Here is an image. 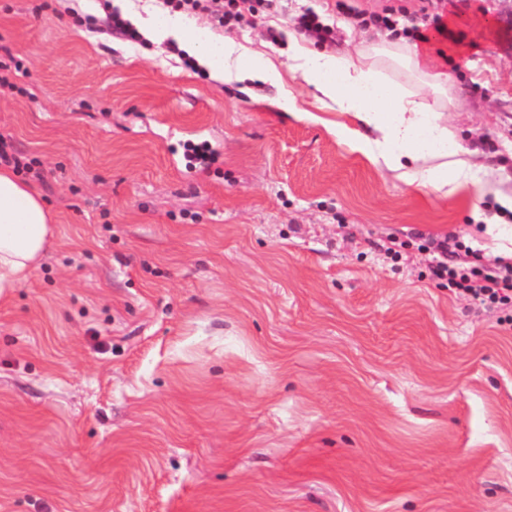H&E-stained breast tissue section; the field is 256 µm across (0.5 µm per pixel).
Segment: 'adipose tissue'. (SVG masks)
I'll return each instance as SVG.
<instances>
[{
	"mask_svg": "<svg viewBox=\"0 0 512 512\" xmlns=\"http://www.w3.org/2000/svg\"><path fill=\"white\" fill-rule=\"evenodd\" d=\"M147 39L173 38L217 80L260 79L277 85L281 74L264 54L232 41L218 44L200 28L170 22L142 26ZM417 73L419 84L406 87L385 78L368 56L318 52L294 46L288 70L300 74L317 101L336 107L345 122L336 134L375 164L409 177L426 192H469L486 169L459 157L461 148L448 133L442 109L429 94L444 92L446 77L432 71L418 48L398 58ZM56 218L40 192L11 170L0 167V295L28 281L54 235Z\"/></svg>",
	"mask_w": 512,
	"mask_h": 512,
	"instance_id": "obj_1",
	"label": "adipose tissue"
}]
</instances>
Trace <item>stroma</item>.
<instances>
[{
    "label": "stroma",
    "instance_id": "35a3bbf8",
    "mask_svg": "<svg viewBox=\"0 0 512 512\" xmlns=\"http://www.w3.org/2000/svg\"><path fill=\"white\" fill-rule=\"evenodd\" d=\"M103 3L0 0V148L57 216L0 299V512H512V314L432 273L446 242L496 264L512 215L353 150L270 38L309 10L334 36L298 44L355 56L380 40L355 12L442 14L448 130L511 193L512 0H265L234 27L201 0L282 71L244 89Z\"/></svg>",
    "mask_w": 512,
    "mask_h": 512
}]
</instances>
